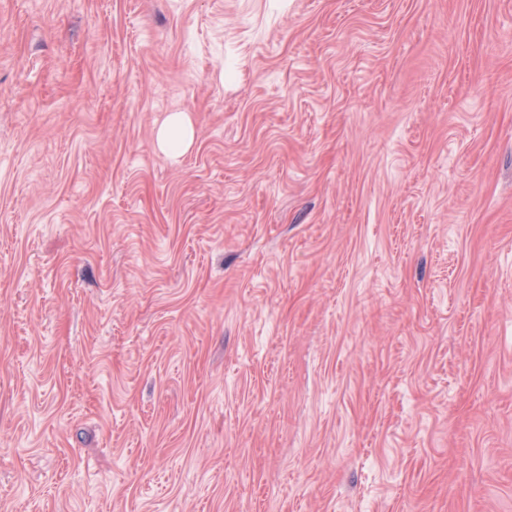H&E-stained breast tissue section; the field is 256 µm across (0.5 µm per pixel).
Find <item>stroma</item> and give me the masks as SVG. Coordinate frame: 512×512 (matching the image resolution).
Returning a JSON list of instances; mask_svg holds the SVG:
<instances>
[{
	"mask_svg": "<svg viewBox=\"0 0 512 512\" xmlns=\"http://www.w3.org/2000/svg\"><path fill=\"white\" fill-rule=\"evenodd\" d=\"M0 512H512V0H0ZM194 129L182 112L171 113L156 135L159 149L174 157L186 152L192 144Z\"/></svg>",
	"mask_w": 512,
	"mask_h": 512,
	"instance_id": "1",
	"label": "stroma"
}]
</instances>
